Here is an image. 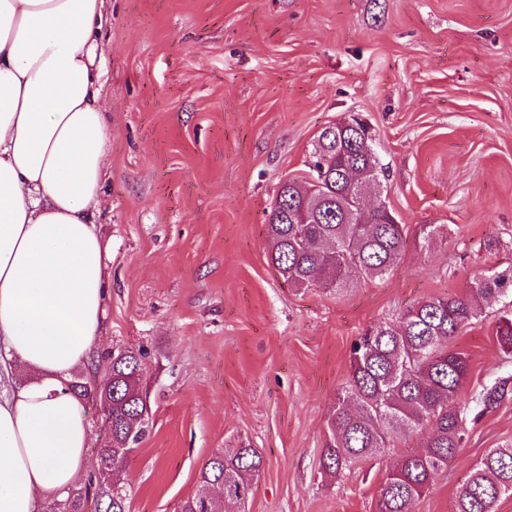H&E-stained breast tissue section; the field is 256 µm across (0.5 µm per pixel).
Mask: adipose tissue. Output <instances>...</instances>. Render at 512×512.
Segmentation results:
<instances>
[{
	"instance_id": "adipose-tissue-1",
	"label": "adipose tissue",
	"mask_w": 512,
	"mask_h": 512,
	"mask_svg": "<svg viewBox=\"0 0 512 512\" xmlns=\"http://www.w3.org/2000/svg\"><path fill=\"white\" fill-rule=\"evenodd\" d=\"M103 10L0 0V512H40L91 467L67 382L93 359L108 298Z\"/></svg>"
}]
</instances>
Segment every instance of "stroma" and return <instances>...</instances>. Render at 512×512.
Instances as JSON below:
<instances>
[{
    "mask_svg": "<svg viewBox=\"0 0 512 512\" xmlns=\"http://www.w3.org/2000/svg\"><path fill=\"white\" fill-rule=\"evenodd\" d=\"M99 50L110 120L109 299L93 370L142 349L150 428L126 467L130 512H177L220 448L265 466L246 512H376L385 473L422 438L338 478L319 461L350 347L429 297L512 267V0H107ZM366 122L405 250L340 295L269 265L265 224L308 175L319 132ZM443 235L422 248L419 227ZM500 298L450 343L459 399L512 380ZM512 441V391L411 512H452L470 470Z\"/></svg>",
    "mask_w": 512,
    "mask_h": 512,
    "instance_id": "35a3bbf8",
    "label": "stroma"
}]
</instances>
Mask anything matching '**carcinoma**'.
Masks as SVG:
<instances>
[{"label": "carcinoma", "instance_id": "cac0c4a2", "mask_svg": "<svg viewBox=\"0 0 512 512\" xmlns=\"http://www.w3.org/2000/svg\"><path fill=\"white\" fill-rule=\"evenodd\" d=\"M371 167L384 177L369 128L358 120L322 129L309 160V179L280 188L265 224L268 260L289 286H319L340 294L360 278L381 279L400 259L406 225L394 214H373L368 224L347 222L346 207L357 184L348 173ZM512 296V271L473 276L468 295L430 297L400 317L366 330L350 347V372L328 422L321 468L336 477L352 465L384 452L397 439L428 432L424 448L402 456L386 471L377 512H409L425 496L435 475L462 448L468 425L507 395L497 381L462 406L458 395L468 358L449 342L480 314L478 300ZM502 352L512 353V308L497 321ZM143 351L120 350L101 374L82 373L69 389L105 416V438L95 448L97 469L89 486L74 488L48 505V512H129L124 473L130 452L149 430ZM264 466L249 446L222 448L201 468L198 488L179 512H231L253 494ZM512 496V443L489 449L458 494L453 512H493Z\"/></svg>", "mask_w": 512, "mask_h": 512}]
</instances>
